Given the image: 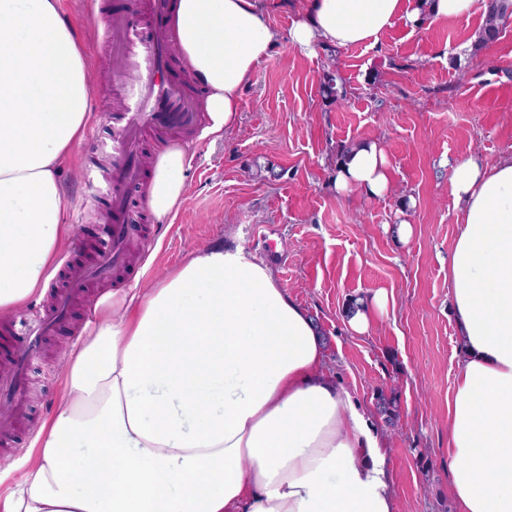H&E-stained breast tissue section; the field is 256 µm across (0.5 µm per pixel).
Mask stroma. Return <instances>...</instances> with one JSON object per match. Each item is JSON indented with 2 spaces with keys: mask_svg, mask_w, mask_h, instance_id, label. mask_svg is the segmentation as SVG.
I'll use <instances>...</instances> for the list:
<instances>
[{
  "mask_svg": "<svg viewBox=\"0 0 512 512\" xmlns=\"http://www.w3.org/2000/svg\"><path fill=\"white\" fill-rule=\"evenodd\" d=\"M115 0H61L95 77L88 136L112 139L117 92L106 81L112 59L93 10ZM486 0L468 19L419 26L405 21L377 46L317 47L299 53L281 43L257 69L242 97L239 120L224 138L193 134L181 142L193 156L181 207L165 218L136 216L149 233L133 243L135 279L112 291L147 287L192 251L231 241L271 264L289 295L328 338L325 366L354 400L373 410L378 394L396 399L399 419L379 431L393 475L397 512H456L449 487L448 400L457 374V336L448 308V252L456 233L451 162L476 155L487 162L512 153V20L498 40L471 44ZM337 71L346 96L320 92L325 71ZM378 143L388 160L390 187L381 197L337 194L336 156L342 146ZM64 166L62 222L101 223V207L84 201V171L110 167L87 140ZM406 220L409 243L391 232ZM388 294L381 318L363 334L345 323L356 295ZM93 310L87 298L70 307L65 329L46 339L34 360L32 394L14 426L0 464L23 458L62 396L65 362L82 339Z\"/></svg>",
  "mask_w": 512,
  "mask_h": 512,
  "instance_id": "obj_1",
  "label": "stroma"
}]
</instances>
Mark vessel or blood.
Segmentation results:
<instances>
[{
	"label": "vessel or blood",
	"mask_w": 512,
	"mask_h": 512,
	"mask_svg": "<svg viewBox=\"0 0 512 512\" xmlns=\"http://www.w3.org/2000/svg\"><path fill=\"white\" fill-rule=\"evenodd\" d=\"M169 0H137L135 9L120 5L104 19L112 53V79L121 81L125 110L112 121V172L87 177L99 183L98 197L110 216L106 242L94 267L71 266L68 285L51 302L30 309L28 316L11 317L7 326L15 343L0 370V402L23 409L28 365L45 336L64 325V311L75 289L94 278L110 281L115 270L126 268L130 243L138 233L133 220L145 202L143 132L161 137L183 135L198 128L203 103L187 87L169 62L173 46L165 25Z\"/></svg>",
	"instance_id": "1"
}]
</instances>
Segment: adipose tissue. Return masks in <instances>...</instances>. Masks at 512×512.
<instances>
[{"mask_svg":"<svg viewBox=\"0 0 512 512\" xmlns=\"http://www.w3.org/2000/svg\"><path fill=\"white\" fill-rule=\"evenodd\" d=\"M474 0H306L290 43L375 45L396 19L469 18ZM169 30L204 89L207 135L280 42L261 0H176ZM89 65L61 0H0V312L42 295L68 236L58 174L84 137ZM191 163H156L149 204L177 210ZM337 192L389 189L381 147H354ZM448 259L458 374L451 495L512 512V153L452 166ZM326 339L275 270L236 243L191 252L150 288L102 301L64 395L0 512H397L384 443L325 368Z\"/></svg>","mask_w":512,"mask_h":512,"instance_id":"obj_1","label":"adipose tissue"}]
</instances>
